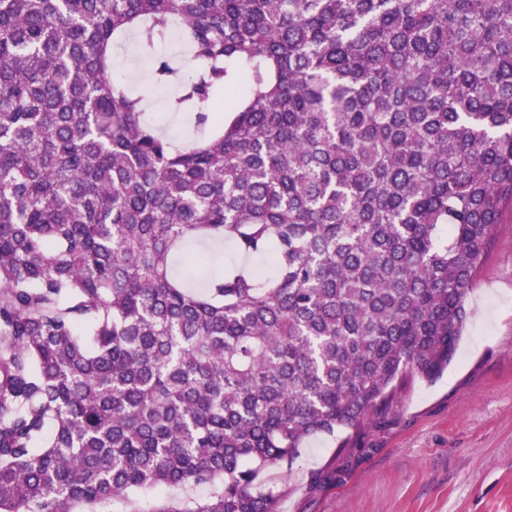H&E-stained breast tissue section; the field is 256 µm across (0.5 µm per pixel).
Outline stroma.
Instances as JSON below:
<instances>
[{"label":"stroma","instance_id":"stroma-1","mask_svg":"<svg viewBox=\"0 0 512 512\" xmlns=\"http://www.w3.org/2000/svg\"><path fill=\"white\" fill-rule=\"evenodd\" d=\"M456 355L435 383L406 382L373 426L308 439L266 479L275 512H512V212L504 211L467 299ZM209 486L158 487L113 512H155Z\"/></svg>","mask_w":512,"mask_h":512}]
</instances>
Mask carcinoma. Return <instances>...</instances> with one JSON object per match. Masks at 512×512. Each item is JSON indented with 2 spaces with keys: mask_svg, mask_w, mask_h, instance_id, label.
<instances>
[{
  "mask_svg": "<svg viewBox=\"0 0 512 512\" xmlns=\"http://www.w3.org/2000/svg\"><path fill=\"white\" fill-rule=\"evenodd\" d=\"M173 33L181 146L111 76ZM508 208L512 0H0V512H274L448 367ZM211 488L208 485H191L182 489H173L169 487H157L146 492H139L130 496L128 501L116 502L113 507L114 512H150L158 508L165 502L171 500H181L185 498L203 499L208 496ZM112 511V512H113Z\"/></svg>",
  "mask_w": 512,
  "mask_h": 512,
  "instance_id": "1",
  "label": "carcinoma"
}]
</instances>
